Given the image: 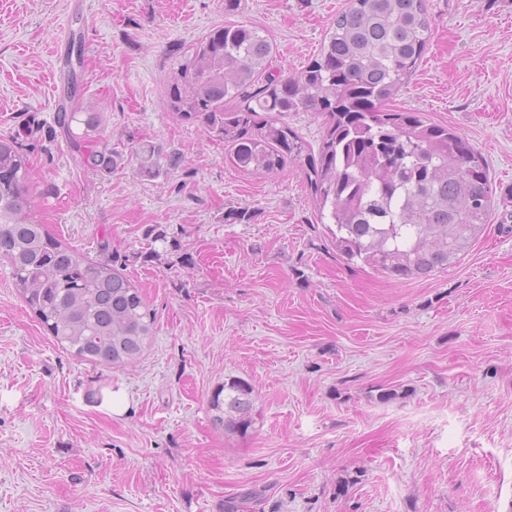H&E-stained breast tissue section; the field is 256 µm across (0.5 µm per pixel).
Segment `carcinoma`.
<instances>
[{"mask_svg":"<svg viewBox=\"0 0 512 512\" xmlns=\"http://www.w3.org/2000/svg\"><path fill=\"white\" fill-rule=\"evenodd\" d=\"M430 36L427 0H350L336 15L315 58L295 75L267 72L272 45L255 27H215L180 56L165 86L168 111L230 144L233 162L271 174L293 164L305 174L336 253L394 280L424 279L470 247L494 210L488 169L470 142L421 112L387 103L412 75ZM55 125L45 140H65L72 161L101 177L125 167L126 155L84 145L100 113L78 97L82 37L72 34ZM318 112V150L284 117ZM21 133L0 134V257L40 323L66 351L99 365L137 359L152 333L153 313L123 273L126 260H92L27 219L31 171ZM136 172L159 178L182 156L160 144L132 150ZM255 212L237 207L228 224ZM254 389L245 380L219 386L209 404L217 428L246 433Z\"/></svg>","mask_w":512,"mask_h":512,"instance_id":"cac0c4a2","label":"carcinoma"}]
</instances>
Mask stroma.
<instances>
[{"label": "stroma", "mask_w": 512, "mask_h": 512, "mask_svg": "<svg viewBox=\"0 0 512 512\" xmlns=\"http://www.w3.org/2000/svg\"><path fill=\"white\" fill-rule=\"evenodd\" d=\"M347 0H0V134L52 122L63 31L84 38L97 141L183 156L148 181L135 160L101 178L66 141L34 148L29 220L93 259L101 241L155 314L142 355L104 367L57 345L0 259V512H512V0H428L427 50L393 109L459 131L495 208L427 279L347 263L288 165L248 173L229 145L164 100L176 61L236 22L273 47L271 73L316 55ZM236 206L255 210L228 224ZM156 243L138 259L149 228ZM254 389L246 434L211 422L230 379ZM396 389L383 401L379 392ZM127 398L112 411L113 394ZM357 483L337 496L343 477Z\"/></svg>", "instance_id": "obj_1"}]
</instances>
